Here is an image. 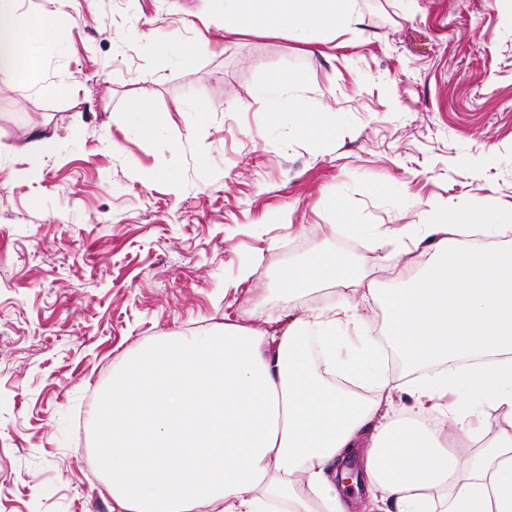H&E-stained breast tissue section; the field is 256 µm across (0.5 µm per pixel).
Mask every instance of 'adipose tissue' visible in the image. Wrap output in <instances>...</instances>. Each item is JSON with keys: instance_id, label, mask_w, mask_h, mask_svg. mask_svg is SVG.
Wrapping results in <instances>:
<instances>
[{"instance_id": "ef3b65f1", "label": "adipose tissue", "mask_w": 512, "mask_h": 512, "mask_svg": "<svg viewBox=\"0 0 512 512\" xmlns=\"http://www.w3.org/2000/svg\"><path fill=\"white\" fill-rule=\"evenodd\" d=\"M217 15L230 34L361 22L354 0H224ZM26 29L20 0H0V74ZM374 244L394 287L321 249L260 297L300 304L287 329L275 313L251 326L249 307L222 332L164 336L125 360L93 429L121 512H350L337 475L352 458L370 501L399 512H512V215L434 206ZM368 296L384 313L379 343L358 312ZM391 358L404 374L443 371L409 387ZM405 390L412 404L394 410Z\"/></svg>"}]
</instances>
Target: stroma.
I'll return each mask as SVG.
<instances>
[{"label":"stroma","mask_w":512,"mask_h":512,"mask_svg":"<svg viewBox=\"0 0 512 512\" xmlns=\"http://www.w3.org/2000/svg\"><path fill=\"white\" fill-rule=\"evenodd\" d=\"M355 4L356 31L304 38L225 33L212 0H23L62 41L31 35L0 75V512H113L93 426L141 346L222 327L320 248L391 287L340 212L382 230L434 204L512 212V13ZM289 73L311 119L335 121L327 146L260 98ZM144 95L150 138L127 121ZM34 131L56 150L21 181Z\"/></svg>","instance_id":"stroma-1"}]
</instances>
